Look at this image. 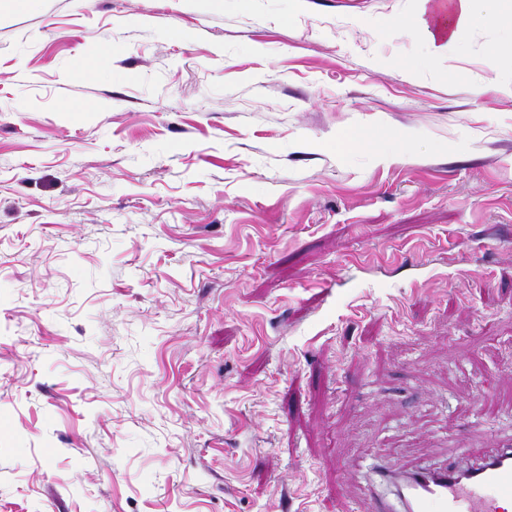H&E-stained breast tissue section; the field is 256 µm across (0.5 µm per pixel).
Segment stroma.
I'll return each mask as SVG.
<instances>
[{"label":"stroma","instance_id":"35a3bbf8","mask_svg":"<svg viewBox=\"0 0 512 512\" xmlns=\"http://www.w3.org/2000/svg\"><path fill=\"white\" fill-rule=\"evenodd\" d=\"M417 11L0 0V512H369L512 439V0ZM420 8L416 17L418 26L427 34L432 48L436 53L448 51L463 28L472 25L477 18H491L500 0H448L433 13L436 28L431 22L429 0H419Z\"/></svg>","mask_w":512,"mask_h":512}]
</instances>
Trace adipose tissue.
Returning <instances> with one entry per match:
<instances>
[{
	"mask_svg": "<svg viewBox=\"0 0 512 512\" xmlns=\"http://www.w3.org/2000/svg\"><path fill=\"white\" fill-rule=\"evenodd\" d=\"M499 0H446L437 13H429V0H420L416 17L418 26L427 34L435 52H447L459 31L477 19L492 17Z\"/></svg>",
	"mask_w": 512,
	"mask_h": 512,
	"instance_id": "1",
	"label": "adipose tissue"
}]
</instances>
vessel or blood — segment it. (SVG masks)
I'll return each mask as SVG.
<instances>
[{
  "label": "vessel or blood",
  "instance_id": "vessel-or-blood-1",
  "mask_svg": "<svg viewBox=\"0 0 512 512\" xmlns=\"http://www.w3.org/2000/svg\"><path fill=\"white\" fill-rule=\"evenodd\" d=\"M404 512H505L512 502V448L469 469L411 470Z\"/></svg>",
  "mask_w": 512,
  "mask_h": 512
}]
</instances>
